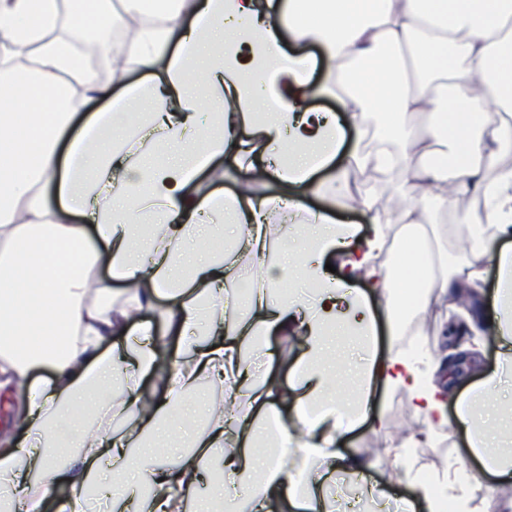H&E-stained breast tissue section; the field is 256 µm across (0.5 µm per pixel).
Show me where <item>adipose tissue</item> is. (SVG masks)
Returning a JSON list of instances; mask_svg holds the SVG:
<instances>
[{"label": "adipose tissue", "mask_w": 512, "mask_h": 512, "mask_svg": "<svg viewBox=\"0 0 512 512\" xmlns=\"http://www.w3.org/2000/svg\"><path fill=\"white\" fill-rule=\"evenodd\" d=\"M66 11L71 37L59 32ZM284 32L300 53L282 50ZM82 39L111 58L113 79L132 67L151 77L75 135L76 116L105 91ZM306 45L320 56L303 53ZM198 66L207 73L203 102L186 86ZM318 68L327 74L321 83ZM322 95L335 97L338 111L308 108ZM408 114L427 117V132L407 124ZM511 153L512 0H125L120 15L112 0H0V391L14 395L26 433L0 435V512H42L61 483L72 493L57 512H85L83 491L105 469L113 494L147 485L150 512H178L180 495L228 438L235 448L224 471L246 491L220 490L225 503L327 512L342 473L365 512H382L387 497L368 480L372 461L334 452L337 437L373 411L380 385L409 393L428 435L456 422L486 472L512 474V447L487 431L496 375L470 383L449 409L444 356L426 371L424 352H376L377 312L399 336L408 331L405 308L425 310L434 293L455 330L474 327L456 296L492 265L491 330L501 370L512 369V246L499 243L512 233V174L488 176L490 162ZM218 158L277 180L280 192L205 190L196 178ZM395 168L408 204L391 217L375 185L352 189L349 176ZM310 195L322 196L324 212H307L294 239L277 237L273 217L306 212ZM352 195L374 226L357 253L356 228L330 216ZM457 196L484 206L460 233L452 263L429 227ZM391 224L398 259L380 265L374 256ZM337 256L338 275L326 268ZM104 259L106 279L96 274ZM294 276L315 282L309 296L282 292ZM359 279L367 292L356 289ZM159 298L168 305L157 323L140 322ZM288 332L302 341L284 384L253 363L273 359L269 336ZM169 336L185 352L163 369L158 341ZM339 336L363 355L345 406L333 389ZM38 367L50 369V381L34 377ZM157 374L163 397L147 409L140 386ZM206 380L223 385L231 407L209 410L197 431L187 400ZM281 405L291 407L292 424ZM104 411L124 430L98 424ZM260 421L275 445L262 459L254 453ZM171 429L191 430V444L161 465L157 450ZM292 441L313 462L302 479L283 467L280 449ZM406 480L427 512H468L454 492L456 467L440 482Z\"/></svg>", "instance_id": "obj_1"}]
</instances>
